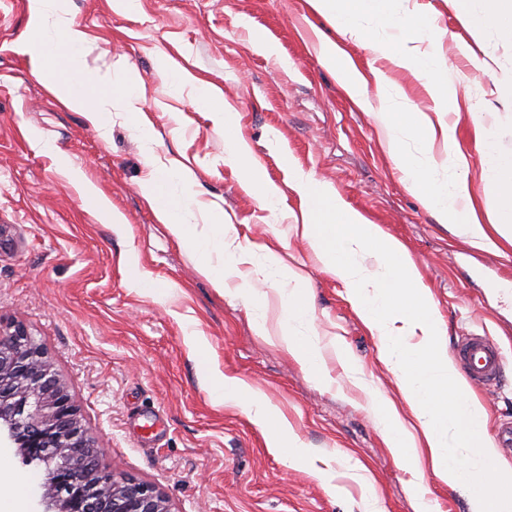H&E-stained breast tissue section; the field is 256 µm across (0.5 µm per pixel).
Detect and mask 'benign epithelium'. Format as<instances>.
I'll list each match as a JSON object with an SVG mask.
<instances>
[{"label": "benign epithelium", "mask_w": 512, "mask_h": 512, "mask_svg": "<svg viewBox=\"0 0 512 512\" xmlns=\"http://www.w3.org/2000/svg\"><path fill=\"white\" fill-rule=\"evenodd\" d=\"M45 464L41 512H171L156 485L102 467L47 348L20 321L0 323V438Z\"/></svg>", "instance_id": "obj_1"}]
</instances>
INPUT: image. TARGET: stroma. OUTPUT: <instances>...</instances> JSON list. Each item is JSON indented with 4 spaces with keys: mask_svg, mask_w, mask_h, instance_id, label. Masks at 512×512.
Segmentation results:
<instances>
[{
    "mask_svg": "<svg viewBox=\"0 0 512 512\" xmlns=\"http://www.w3.org/2000/svg\"><path fill=\"white\" fill-rule=\"evenodd\" d=\"M376 7L414 8L438 27L441 41L418 48L448 60L440 78L446 119L481 196L483 155L471 115L484 114L497 151L512 155V26L474 29L463 17L476 9L510 16L512 0H378ZM64 9L86 35L91 73L139 83L153 144L144 146L121 104L102 107L105 137L66 108L27 51L39 39L28 0H0V320L23 322L45 344L105 450L102 465L158 486L172 512H363L374 496L382 512H418L423 501L432 512H472L479 499L495 506L506 489L446 484L426 455L414 477L388 447L360 381L385 392L411 432L418 424L379 358L377 337L302 239L300 202L278 150L407 246L447 347L472 333L498 340L509 359L504 377L476 393L488 440L512 420V245L485 250L438 223L391 159L377 121L322 66L316 34L330 32L329 23L307 0H138L129 12L113 10L112 0H65ZM257 31L281 58L257 49ZM338 43L367 82L382 80L431 107L424 80L359 39ZM174 71L190 82L174 85ZM202 87L239 113L255 163L282 191L277 207L265 208L225 161L215 114L197 99ZM155 165L191 184L198 230L223 213L239 241L277 242L282 267L306 278L316 331L336 342L324 354L326 379L285 351L281 297L264 273L245 275L242 290L222 291L199 257L178 246L139 190ZM86 187L106 212L84 203ZM109 212L119 223L106 220ZM211 367L260 387L312 449L313 467L272 453L241 409L215 405Z\"/></svg>",
    "mask_w": 512,
    "mask_h": 512,
    "instance_id": "1",
    "label": "stroma"
}]
</instances>
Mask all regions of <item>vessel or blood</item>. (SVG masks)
Segmentation results:
<instances>
[{
	"mask_svg": "<svg viewBox=\"0 0 512 512\" xmlns=\"http://www.w3.org/2000/svg\"><path fill=\"white\" fill-rule=\"evenodd\" d=\"M456 361L473 385L487 388L500 383L506 357L493 338L481 335L461 337L455 348Z\"/></svg>",
	"mask_w": 512,
	"mask_h": 512,
	"instance_id": "obj_1",
	"label": "vessel or blood"
}]
</instances>
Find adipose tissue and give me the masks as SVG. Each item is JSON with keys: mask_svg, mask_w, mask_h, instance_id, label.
<instances>
[{"mask_svg": "<svg viewBox=\"0 0 512 512\" xmlns=\"http://www.w3.org/2000/svg\"><path fill=\"white\" fill-rule=\"evenodd\" d=\"M372 0H308L312 10L334 29V36L320 35L318 52L324 66L333 72L341 87L361 105H369L365 81L351 66L342 63L335 35H358L356 21L369 14ZM33 25H40L51 12H58V25L52 42L30 45L29 52L37 65L52 62L57 91L71 109L84 112L99 131L107 126L98 110L99 104L121 102L131 121L137 124L144 142L152 136L142 124L143 96L136 82L109 84L99 81L84 66L82 48L85 34L71 19L59 13L60 0H29ZM368 47L386 56L395 66L408 70L427 82L434 100L443 94L436 82L446 70L447 62L440 54H411L397 45L367 38ZM200 100L216 112L224 130L226 160L245 171L250 190L263 205L276 206V187L258 172L247 142L238 134L239 114L230 106L216 102L208 92ZM374 117L387 134L392 158L404 171L411 186L420 192L427 208L440 223L455 226L460 236L480 247H494V235L512 244V203L495 196L494 190L504 171H512V155L499 153L489 141L488 130L479 114H472L473 133L484 153L483 181L491 194L485 199L487 221H480L473 205L469 180L462 168L458 142L453 126L444 112L414 108L408 123H401L397 113L380 105ZM422 135L427 146L441 145L443 165L455 170L452 181H434L426 176L424 166L409 160L402 150L405 130ZM282 164L288 183L303 208L301 236L322 263L324 272L340 282L354 309L379 340L380 359L400 381V391L420 426L432 455L435 472L444 481L469 485L494 477L502 487L512 486V469L491 470L495 451L479 433L485 410L472 394L468 384L458 375L442 343L439 320L434 312L423 277L404 244L388 235L380 225L372 223L361 212L348 206L329 183L298 169L290 157ZM179 173L155 170L140 190L151 203L159 220L183 247L198 254L204 273L213 286L224 289L231 278L240 276L242 267L255 266L257 258L276 262L277 253L267 242H238L223 214H216L208 233L198 231L189 221L193 201L190 188L181 184ZM223 248L231 260L222 265L212 262L215 248ZM295 286L284 297L287 324L281 341L286 352L316 377L326 373L322 347L316 335L293 332L294 323L309 320L311 301L303 277L289 273ZM210 394L214 404L241 407L250 421L267 437L274 452H287L291 463L308 461L310 449L294 432L286 417L272 406L266 395L245 380L220 372H210ZM450 391L452 415L438 414L431 399L436 388ZM376 413L384 425L390 447L396 448L402 466L416 471L418 455L409 446L413 435L401 421L391 400L381 391L371 393Z\"/></svg>", "mask_w": 512, "mask_h": 512, "instance_id": "1", "label": "adipose tissue"}]
</instances>
